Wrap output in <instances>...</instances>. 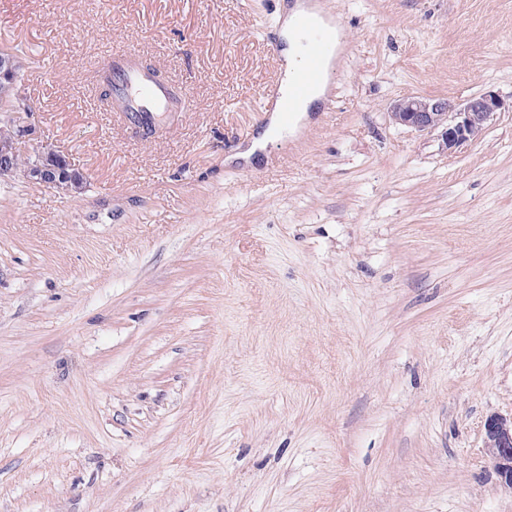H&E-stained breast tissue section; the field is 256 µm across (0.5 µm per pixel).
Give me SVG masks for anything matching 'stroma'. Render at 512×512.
I'll list each match as a JSON object with an SVG mask.
<instances>
[{"label":"stroma","mask_w":512,"mask_h":512,"mask_svg":"<svg viewBox=\"0 0 512 512\" xmlns=\"http://www.w3.org/2000/svg\"><path fill=\"white\" fill-rule=\"evenodd\" d=\"M327 111L255 164L285 0H0L41 139L0 180V512H512V112L448 152L406 96L512 102V0H319ZM136 49L191 109L100 101ZM486 434L489 443L495 445V469L502 482L512 483V428L507 421L497 416H490L486 422Z\"/></svg>","instance_id":"1"}]
</instances>
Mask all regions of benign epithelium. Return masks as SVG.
Listing matches in <instances>:
<instances>
[{
  "label": "benign epithelium",
  "mask_w": 512,
  "mask_h": 512,
  "mask_svg": "<svg viewBox=\"0 0 512 512\" xmlns=\"http://www.w3.org/2000/svg\"><path fill=\"white\" fill-rule=\"evenodd\" d=\"M504 108L498 95L489 91L458 102L445 98L403 97L391 106L396 123L419 132L441 129L448 151L476 138ZM34 107L21 91L19 60L11 53H0V134L8 136V146L0 149V178L20 175L29 182L59 188L67 179L78 187L84 184L83 172L69 159L39 140L37 127L29 121ZM30 157L24 168L13 164L19 150ZM489 443L497 447L495 469L501 481L512 483V428L507 421L491 416L486 422Z\"/></svg>",
  "instance_id": "1"
}]
</instances>
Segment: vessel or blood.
Instances as JSON below:
<instances>
[{
    "label": "vessel or blood",
    "mask_w": 512,
    "mask_h": 512,
    "mask_svg": "<svg viewBox=\"0 0 512 512\" xmlns=\"http://www.w3.org/2000/svg\"><path fill=\"white\" fill-rule=\"evenodd\" d=\"M298 26L305 36L304 62L296 72L286 93L279 97L278 109L291 116L299 100L316 86L325 82L326 55L331 49L325 32L320 31L308 16H300ZM112 77L113 109L133 126L151 128L173 120L188 111L187 94L175 92L145 69L135 52L118 50L108 58Z\"/></svg>",
    "instance_id": "obj_1"
}]
</instances>
